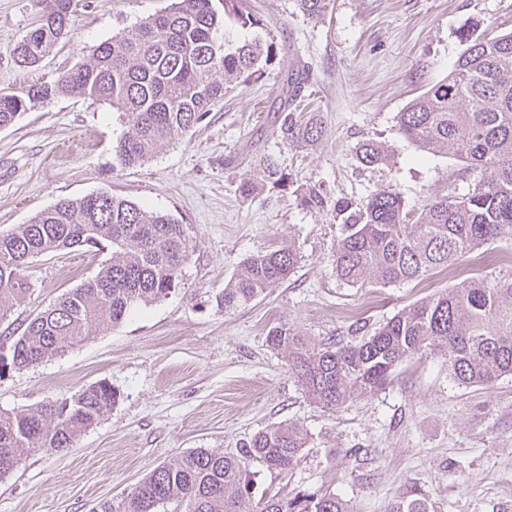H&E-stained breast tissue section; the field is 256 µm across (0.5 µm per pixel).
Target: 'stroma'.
<instances>
[{
  "label": "stroma",
  "instance_id": "stroma-1",
  "mask_svg": "<svg viewBox=\"0 0 512 512\" xmlns=\"http://www.w3.org/2000/svg\"><path fill=\"white\" fill-rule=\"evenodd\" d=\"M170 0H72L66 38L39 65L13 54L45 10L44 0H0V90L19 95L88 62L94 50ZM267 21L278 54L261 78L233 86L195 131L178 134L143 164L116 166L124 126L107 104L60 96L0 128V232L29 223L62 199L107 189L184 225L192 253L179 288L134 309L64 355L34 367L0 368V411L65 400L97 382L118 403L76 441L50 453L27 448L0 480V512H90L132 489L151 469L194 448L231 452L239 439L278 423L307 433L302 462L285 475L249 467L253 502L272 495L327 492L350 512H388L394 497L420 489L432 512H512V376L489 386L454 381L443 356L400 363L375 395L328 410L309 399L270 348L283 325L311 342L344 344L372 333L413 303L456 287L471 274L512 273V233L420 281L352 287L333 254L337 205L393 184L407 205L463 194L472 176L457 159L423 154L403 138L396 115L454 66L470 29L512 30V0H331L326 17L303 16L297 0H250ZM311 72L312 143L283 140L276 110L288 76ZM381 143L389 164L357 161L364 140ZM276 159L287 191L266 186L259 165ZM263 188L245 199L241 177ZM321 208L301 205L308 187ZM294 246L301 262L288 281L250 304L216 301L248 257ZM104 255L73 247L30 259L26 297L0 319V356L28 322L96 275Z\"/></svg>",
  "mask_w": 512,
  "mask_h": 512
}]
</instances>
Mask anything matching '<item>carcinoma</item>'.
I'll return each instance as SVG.
<instances>
[{
    "label": "carcinoma",
    "instance_id": "1",
    "mask_svg": "<svg viewBox=\"0 0 512 512\" xmlns=\"http://www.w3.org/2000/svg\"><path fill=\"white\" fill-rule=\"evenodd\" d=\"M71 0H46L37 25L16 47L19 63L34 66L68 33ZM330 0H298L303 15L325 17ZM241 29L245 36L233 37ZM467 47L453 69L397 113L398 132L425 153H445L465 163L473 186L464 194L436 196L417 212L401 193L387 187L355 204L343 217L333 265L351 286H386L421 280L454 266L507 231H512V32L488 36L468 32ZM277 53L264 20L245 0H172L99 45L93 61L63 72L52 85L22 97L0 92V128L38 104L73 92L108 104L126 131L113 146L115 160L130 167L148 159L178 133L200 124L225 85L263 72ZM312 93L297 77L286 83L278 107L279 132L296 143L322 133L296 111ZM358 161L383 165L385 149L359 144ZM271 186L288 187V177L271 158L263 160ZM73 246L112 257L96 275L34 317L12 345L10 367L29 368L61 356L102 326L122 322L130 310L160 302L180 285L191 244L184 225L108 191L63 199L27 224L0 234V319L5 303L29 290L23 271L40 254ZM301 256L285 246L246 259L216 297L230 309L246 305L288 280ZM305 394L336 410L372 396L392 381L403 361L427 351L448 356V371L461 385H487L512 375V274L468 279L452 290L416 302L373 334L336 346H316L279 326L267 336ZM120 393L94 383L69 400L0 413V480L16 467L25 448L61 452L96 425ZM307 434L277 424L239 440L236 451L194 448L154 467L129 492L98 502L93 512H349L334 494L271 496L253 504L247 467L262 463L286 474L302 461ZM389 512H430L419 489L399 494Z\"/></svg>",
    "mask_w": 512,
    "mask_h": 512
}]
</instances>
